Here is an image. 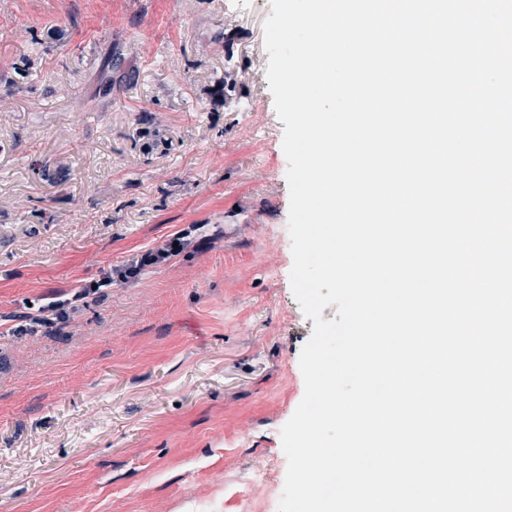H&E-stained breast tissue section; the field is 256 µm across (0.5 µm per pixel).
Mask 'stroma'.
Instances as JSON below:
<instances>
[{
    "instance_id": "1",
    "label": "stroma",
    "mask_w": 512,
    "mask_h": 512,
    "mask_svg": "<svg viewBox=\"0 0 512 512\" xmlns=\"http://www.w3.org/2000/svg\"><path fill=\"white\" fill-rule=\"evenodd\" d=\"M271 0H0V512H279L290 283ZM183 236L61 328L43 298Z\"/></svg>"
}]
</instances>
